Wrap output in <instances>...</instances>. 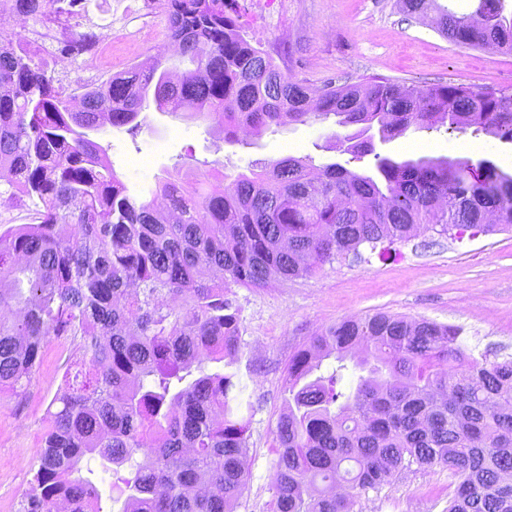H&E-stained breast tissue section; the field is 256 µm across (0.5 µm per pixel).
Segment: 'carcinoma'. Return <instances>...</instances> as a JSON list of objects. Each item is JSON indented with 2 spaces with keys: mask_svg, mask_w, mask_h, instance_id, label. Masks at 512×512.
Instances as JSON below:
<instances>
[{
  "mask_svg": "<svg viewBox=\"0 0 512 512\" xmlns=\"http://www.w3.org/2000/svg\"><path fill=\"white\" fill-rule=\"evenodd\" d=\"M86 0H0V13L56 25L65 50ZM169 37L191 67L175 78L164 53L79 105L21 43L0 33V179L38 206L34 224L0 233V390L26 394L51 336L78 359L48 410L20 512H103L102 489L81 462L112 465L109 493L124 512H234L248 483L243 459L247 386L228 369L241 347L232 287L309 277L362 249L390 253L420 231L475 237L512 228V175L490 160L397 162L374 153L375 174L293 156L239 173L219 192L165 170L130 193L106 149L104 124L134 133L146 108L209 118L241 141L311 116L357 127L342 152L373 153L411 127L471 129L512 142V88L420 87L373 79L312 91L246 39L231 0H161ZM431 12L461 47L512 52L504 0L472 15L436 0ZM460 329L384 313L340 320L288 362V411L276 425L274 512H351L354 500L414 466L442 467L447 512H512V358L479 362ZM363 357L350 366L353 348ZM336 365L315 375L323 360ZM221 363L211 373L204 361ZM129 476H120V469Z\"/></svg>",
  "mask_w": 512,
  "mask_h": 512,
  "instance_id": "carcinoma-1",
  "label": "carcinoma"
}]
</instances>
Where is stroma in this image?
Segmentation results:
<instances>
[{
    "label": "stroma",
    "instance_id": "stroma-1",
    "mask_svg": "<svg viewBox=\"0 0 512 512\" xmlns=\"http://www.w3.org/2000/svg\"><path fill=\"white\" fill-rule=\"evenodd\" d=\"M235 8L252 42L314 90L371 76L423 87L451 82L476 90L512 88V53L456 46L435 25L407 15L399 0H236ZM88 14L98 33L140 29L137 43L113 47L124 67L150 63L162 49L169 64H177L156 0H89ZM18 31L65 94H80L114 74L97 59L67 58L39 20L24 19ZM140 118L136 133L107 126L97 136L135 194L163 168L191 176L215 167L234 175L251 164L295 156L317 167L338 162L358 173L374 170L372 156L353 159L341 152L338 138L345 130L331 119L274 126L232 146L204 119L152 109ZM375 148L399 160L486 158L512 172L511 142L469 131L413 128ZM397 251L386 260L339 259L312 276L259 289L234 288L241 327L236 369L252 405L248 485L235 512H274L275 431L286 408L288 361L315 332L383 312L458 327L460 344L477 359L512 357V232L458 239L422 231ZM75 357L68 341L51 338L26 397L0 393V512H20L44 444L47 411ZM448 484L447 470L439 467L406 471L356 499L352 512H445Z\"/></svg>",
    "mask_w": 512,
    "mask_h": 512
}]
</instances>
